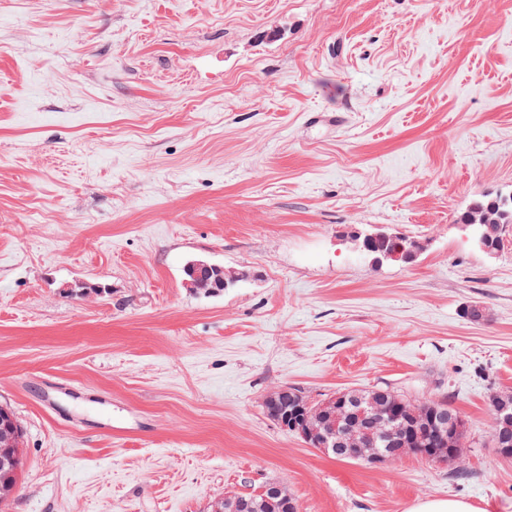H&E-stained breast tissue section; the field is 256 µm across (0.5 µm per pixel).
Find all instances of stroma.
I'll use <instances>...</instances> for the list:
<instances>
[{
	"label": "stroma",
	"instance_id": "1",
	"mask_svg": "<svg viewBox=\"0 0 512 512\" xmlns=\"http://www.w3.org/2000/svg\"><path fill=\"white\" fill-rule=\"evenodd\" d=\"M512 0H0V512H512L490 396L512 393ZM424 242L373 264L349 225ZM203 259L245 272L190 291ZM485 308L467 320L465 305ZM384 387L447 399L473 446L340 461L268 418ZM126 428L114 435L113 426ZM510 195V194H509ZM507 196V200L503 202L502 196H488L474 199L470 204L460 211L457 215V224H463L466 228L470 225L480 224L482 216H488L491 224H502V230L512 224V198ZM508 223V224H505ZM21 438H22V429H21V436L20 440L17 443V447L15 448H2L4 446V443L1 442V451L8 450L11 452L14 456L18 457L20 460L19 468L18 470L22 468L23 466V455L22 451L20 449L21 445ZM1 462L3 466H7L9 468H4L2 471L0 470V500L7 499L9 495L14 491L16 486V478L18 475V470L16 472L12 471L10 467L14 464V459L12 456L6 455L2 461L0 459V466ZM269 485H275L278 487L279 493H280V499H283V502L292 501V497L288 495L285 488L277 483V482H268L265 486ZM236 498H241L244 501H247L250 503L251 510L245 511V512H284L281 511L283 508L284 503L279 502V500H267L264 499L262 495L254 494H245V495H239L235 496ZM409 512H484L468 501L454 499H432L419 501Z\"/></svg>",
	"mask_w": 512,
	"mask_h": 512
}]
</instances>
